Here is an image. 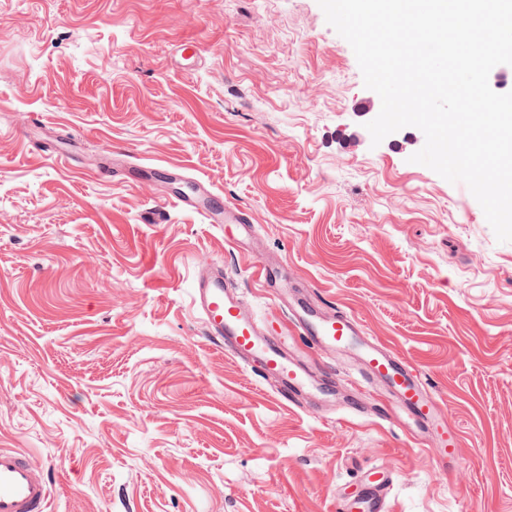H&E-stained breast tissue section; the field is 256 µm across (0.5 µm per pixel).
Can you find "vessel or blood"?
I'll return each instance as SVG.
<instances>
[{"instance_id": "1", "label": "vessel or blood", "mask_w": 512, "mask_h": 512, "mask_svg": "<svg viewBox=\"0 0 512 512\" xmlns=\"http://www.w3.org/2000/svg\"><path fill=\"white\" fill-rule=\"evenodd\" d=\"M183 207L204 216L207 223L235 225L240 236L248 229L242 211L220 196L181 198ZM192 302L202 316L210 341L264 380L274 381L276 393L291 405H306L314 389L330 393L331 383L317 385L311 375V352L330 353L352 344L362 332L360 321L343 312H324L307 300L290 304L288 330L275 332L243 308L240 295L226 284L222 266L200 264L192 288ZM361 380L347 408L357 415L364 403V387L384 384L396 399L395 412L411 425L414 437L432 435L435 462L448 470L456 460L459 435L450 430L439 402L420 376L391 347L369 341L361 346ZM387 478L366 488L357 506L339 502L338 512H384ZM51 493L50 472L34 464L27 452L0 448V512H46Z\"/></svg>"}]
</instances>
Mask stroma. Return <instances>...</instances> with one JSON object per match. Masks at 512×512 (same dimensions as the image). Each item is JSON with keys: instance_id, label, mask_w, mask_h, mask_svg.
Instances as JSON below:
<instances>
[{"instance_id": "1", "label": "stroma", "mask_w": 512, "mask_h": 512, "mask_svg": "<svg viewBox=\"0 0 512 512\" xmlns=\"http://www.w3.org/2000/svg\"><path fill=\"white\" fill-rule=\"evenodd\" d=\"M371 95L317 0H0V448L49 466L50 512H336L370 470L385 512H512V242L411 162L418 128L372 145ZM253 251L416 370L453 469L384 387L315 415L206 340L202 260L286 320ZM179 203L203 215L208 224H215L220 228H225L226 224L240 226L237 237L227 238L229 244L237 245V241L248 234L242 211L236 205L224 202L218 195L210 193L208 197H184L179 199Z\"/></svg>"}]
</instances>
